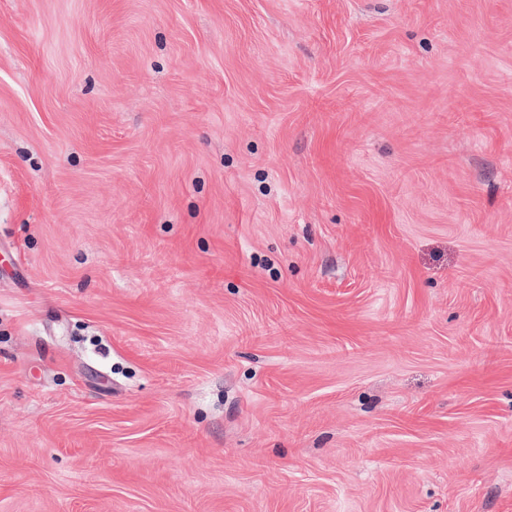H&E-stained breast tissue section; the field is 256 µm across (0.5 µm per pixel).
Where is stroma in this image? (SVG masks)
<instances>
[{
	"label": "stroma",
	"instance_id": "stroma-1",
	"mask_svg": "<svg viewBox=\"0 0 512 512\" xmlns=\"http://www.w3.org/2000/svg\"><path fill=\"white\" fill-rule=\"evenodd\" d=\"M0 512H512V0H0Z\"/></svg>",
	"mask_w": 512,
	"mask_h": 512
}]
</instances>
